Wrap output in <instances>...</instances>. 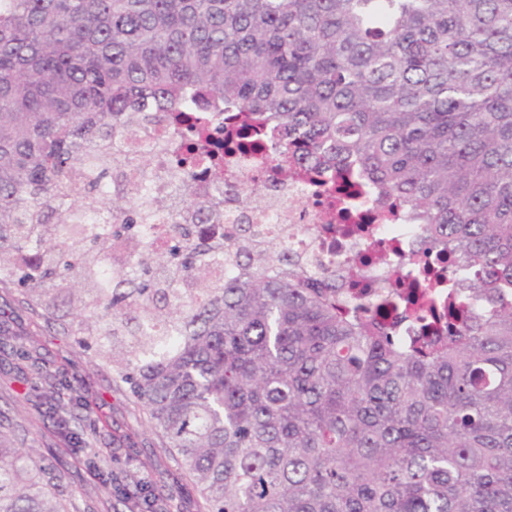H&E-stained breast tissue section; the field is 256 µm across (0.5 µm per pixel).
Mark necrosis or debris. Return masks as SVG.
Segmentation results:
<instances>
[{
	"label": "necrosis or debris",
	"mask_w": 512,
	"mask_h": 512,
	"mask_svg": "<svg viewBox=\"0 0 512 512\" xmlns=\"http://www.w3.org/2000/svg\"><path fill=\"white\" fill-rule=\"evenodd\" d=\"M197 118L220 143L224 173L236 195L225 203L219 222H192L185 203L161 210L153 219L154 249L170 250L178 224H191L193 239L201 246L235 235L237 225L248 224L257 237L274 236L287 259H299L314 273L341 253L347 262L337 266L336 274L347 282L358 281L374 289L414 277L427 279L425 267L407 263L421 232L411 210H392L390 201L375 196L366 183L350 187L332 170L323 173L324 186L319 191L300 164H291L289 175H280L277 167L266 162L272 154L269 141L241 149L225 143L223 115L201 112ZM190 137L187 131L173 137L168 123H154L136 145L122 146L120 160L113 165V188L142 183L153 197H169L182 171L169 168L168 162L184 153ZM144 154L153 160V174H145L139 165ZM377 250L389 255L388 263L372 261Z\"/></svg>",
	"instance_id": "obj_1"
}]
</instances>
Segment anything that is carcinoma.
I'll use <instances>...</instances> for the list:
<instances>
[{
	"instance_id": "cac0c4a2",
	"label": "carcinoma",
	"mask_w": 512,
	"mask_h": 512,
	"mask_svg": "<svg viewBox=\"0 0 512 512\" xmlns=\"http://www.w3.org/2000/svg\"><path fill=\"white\" fill-rule=\"evenodd\" d=\"M199 99L410 206L448 285L365 300L248 224L105 263L138 101ZM217 194L174 192L196 216ZM112 367L208 512H512V0H0V283ZM66 295L79 312L55 315ZM127 336L129 340H117ZM0 433V512H64Z\"/></svg>"
}]
</instances>
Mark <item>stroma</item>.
Returning a JSON list of instances; mask_svg holds the SVG:
<instances>
[{
  "label": "stroma",
  "mask_w": 512,
  "mask_h": 512,
  "mask_svg": "<svg viewBox=\"0 0 512 512\" xmlns=\"http://www.w3.org/2000/svg\"><path fill=\"white\" fill-rule=\"evenodd\" d=\"M27 299L0 284V321L11 330L0 338V433L62 474L67 512H207L144 407Z\"/></svg>",
  "instance_id": "stroma-1"
}]
</instances>
